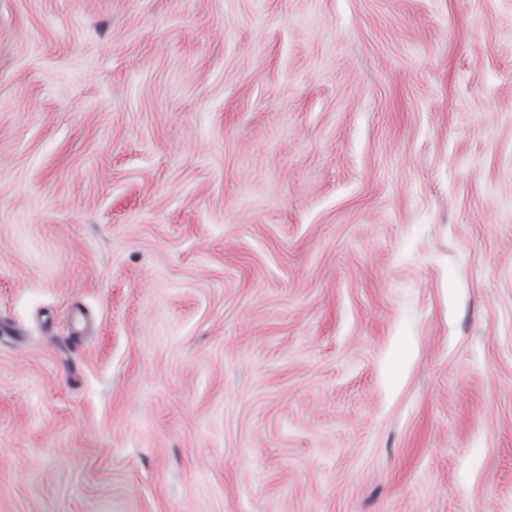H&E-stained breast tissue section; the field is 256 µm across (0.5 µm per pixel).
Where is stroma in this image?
I'll return each mask as SVG.
<instances>
[{
	"instance_id": "35a3bbf8",
	"label": "stroma",
	"mask_w": 512,
	"mask_h": 512,
	"mask_svg": "<svg viewBox=\"0 0 512 512\" xmlns=\"http://www.w3.org/2000/svg\"><path fill=\"white\" fill-rule=\"evenodd\" d=\"M0 512H512V0H0Z\"/></svg>"
}]
</instances>
